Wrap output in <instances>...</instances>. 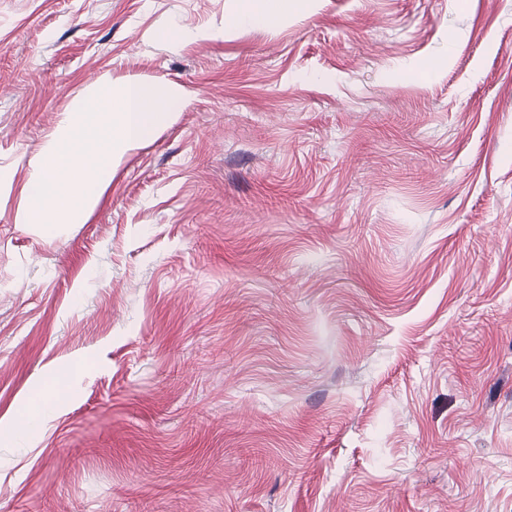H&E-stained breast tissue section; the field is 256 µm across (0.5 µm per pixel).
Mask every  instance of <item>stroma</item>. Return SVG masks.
<instances>
[{
  "mask_svg": "<svg viewBox=\"0 0 512 512\" xmlns=\"http://www.w3.org/2000/svg\"><path fill=\"white\" fill-rule=\"evenodd\" d=\"M237 6L0 0V512H512V0ZM106 73L188 102L21 223ZM236 14L224 20V36L244 27L259 28L288 16V8L304 7L310 0H240ZM51 411V403L41 398L40 402L34 408L22 414L16 420V422L11 426V431L16 432L17 437L36 434Z\"/></svg>",
  "mask_w": 512,
  "mask_h": 512,
  "instance_id": "1",
  "label": "stroma"
}]
</instances>
